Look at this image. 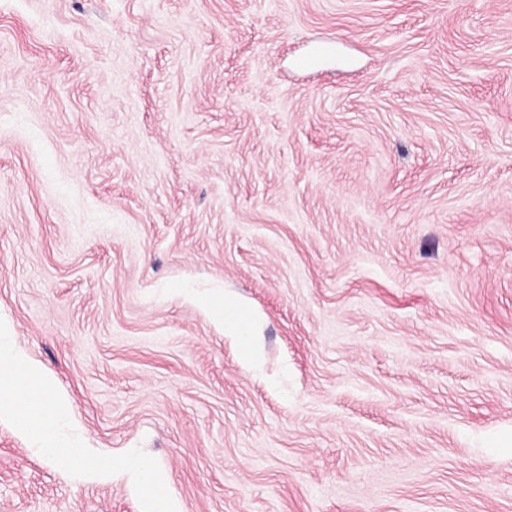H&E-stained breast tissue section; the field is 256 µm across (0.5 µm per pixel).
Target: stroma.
<instances>
[{"instance_id":"obj_1","label":"stroma","mask_w":512,"mask_h":512,"mask_svg":"<svg viewBox=\"0 0 512 512\" xmlns=\"http://www.w3.org/2000/svg\"><path fill=\"white\" fill-rule=\"evenodd\" d=\"M1 324L0 512H512V0H0ZM212 309L217 318L224 320V328L238 337L244 359L247 362L254 360L256 350L251 339L252 314L242 305L226 299L214 305ZM9 337L0 336V411L12 413L20 430L61 469L73 468L81 462L79 457L88 456V449L60 440L65 404L51 396V383L25 362ZM21 378L26 386L19 390ZM126 465L135 472L139 490L152 503L154 512L175 511L162 473L157 472L148 462L141 459H130Z\"/></svg>"}]
</instances>
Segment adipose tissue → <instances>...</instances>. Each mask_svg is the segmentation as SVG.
<instances>
[{
  "instance_id": "adipose-tissue-1",
  "label": "adipose tissue",
  "mask_w": 512,
  "mask_h": 512,
  "mask_svg": "<svg viewBox=\"0 0 512 512\" xmlns=\"http://www.w3.org/2000/svg\"><path fill=\"white\" fill-rule=\"evenodd\" d=\"M225 328L239 339L245 360H254L256 350L251 339L252 314L242 305L226 300L213 307ZM53 387L29 366L11 345L8 337L0 336V411L13 414L20 430L60 468L79 464L85 451L60 439L59 423L65 413L64 403L52 395ZM138 480L141 494L153 505V512H175L168 495L166 479L148 462L128 460Z\"/></svg>"
}]
</instances>
